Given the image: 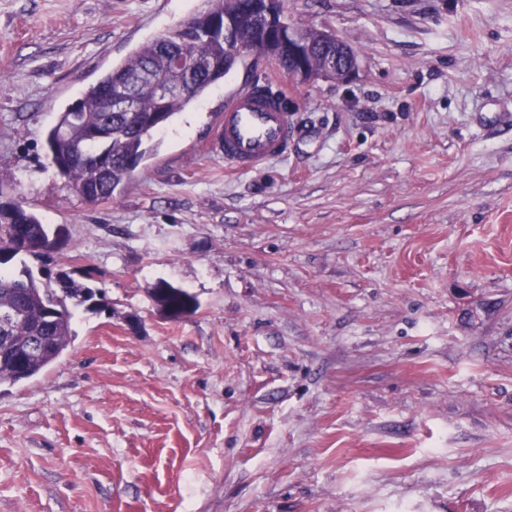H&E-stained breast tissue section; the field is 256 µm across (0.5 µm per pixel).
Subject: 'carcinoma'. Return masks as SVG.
Instances as JSON below:
<instances>
[{
	"instance_id": "cac0c4a2",
	"label": "carcinoma",
	"mask_w": 512,
	"mask_h": 512,
	"mask_svg": "<svg viewBox=\"0 0 512 512\" xmlns=\"http://www.w3.org/2000/svg\"><path fill=\"white\" fill-rule=\"evenodd\" d=\"M235 38L257 61L280 56L278 40H265L248 26L239 27ZM166 43L182 47L199 59L201 68L193 78L175 69ZM233 65L224 37L209 32L205 10H200L197 25L180 23L142 43L58 113L46 137L50 166L88 204L117 199L137 165L155 154V135L178 113L223 83ZM159 82L169 91L162 106L157 98ZM186 84L190 88L184 91ZM111 90L124 97L130 111H105L103 99ZM55 243L48 226L23 202L0 200V250H4L0 266L19 256L45 258ZM20 267L19 275L0 269V312L13 308L21 315L8 324L0 317V336H12L18 343H26L33 336L48 337L43 353L26 360L28 377L34 378L51 367L71 344L70 306L92 301L95 292L66 274L59 275L51 288L41 284L26 264ZM152 293L154 300L174 316L196 307L194 296L164 280L156 283ZM18 383L16 361L1 357L0 386Z\"/></svg>"
}]
</instances>
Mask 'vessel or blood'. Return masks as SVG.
I'll use <instances>...</instances> for the list:
<instances>
[{
  "label": "vessel or blood",
  "mask_w": 512,
  "mask_h": 512,
  "mask_svg": "<svg viewBox=\"0 0 512 512\" xmlns=\"http://www.w3.org/2000/svg\"><path fill=\"white\" fill-rule=\"evenodd\" d=\"M272 84L268 77L258 89L233 93L224 100L211 150L234 171L247 172L288 155L297 119Z\"/></svg>",
  "instance_id": "1"
}]
</instances>
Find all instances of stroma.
<instances>
[{"instance_id":"1","label":"stroma","mask_w":512,"mask_h":512,"mask_svg":"<svg viewBox=\"0 0 512 512\" xmlns=\"http://www.w3.org/2000/svg\"><path fill=\"white\" fill-rule=\"evenodd\" d=\"M203 6L0 0V191L66 230L29 266L104 298L0 386V512H512V0H283L358 57L258 64L287 158L208 153L238 69L85 204L46 167L58 112ZM154 300L158 304L167 308L171 313L170 319H178L177 315L181 312L189 313L192 312L196 307V300L194 296L185 291L182 288L175 287L167 281L161 280L156 283L152 289Z\"/></svg>"}]
</instances>
